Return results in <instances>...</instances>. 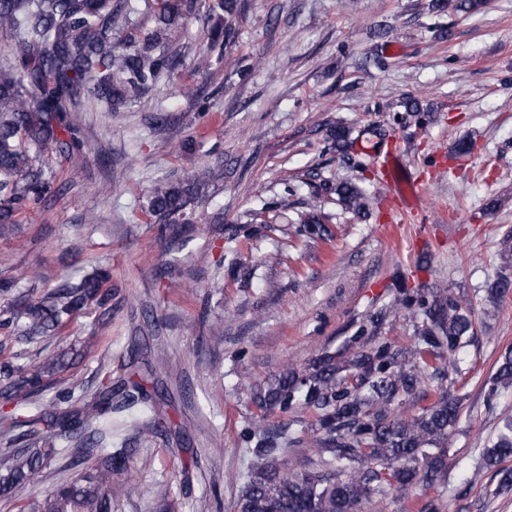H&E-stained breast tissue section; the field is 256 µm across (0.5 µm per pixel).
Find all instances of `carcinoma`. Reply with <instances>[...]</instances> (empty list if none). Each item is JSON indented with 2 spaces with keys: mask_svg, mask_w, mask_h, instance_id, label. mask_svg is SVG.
<instances>
[{
  "mask_svg": "<svg viewBox=\"0 0 512 512\" xmlns=\"http://www.w3.org/2000/svg\"><path fill=\"white\" fill-rule=\"evenodd\" d=\"M131 0H0V29L12 34L10 61L0 67V235L14 234L16 212L39 201L53 185L40 156L60 144V134L74 133L68 114L80 111L81 98L105 112L138 99L159 77L175 76L181 49L155 45L178 25V7L140 20L154 22L141 47L135 38L117 39L113 23ZM336 153L352 160L355 143L338 127L332 134ZM212 178L208 168L183 180L158 183L151 191L149 213L156 224H172L186 206L204 195ZM335 192L345 210L360 219L372 212L352 180L317 186L301 214L297 233L330 236L323 224L322 194ZM107 270L77 283L65 282L45 293L12 299L0 310V329L16 326L30 337L51 336L74 315L110 297ZM493 298L512 293V278L500 275ZM407 313L412 322L408 346L380 341L369 329L391 313ZM473 332L471 308L438 288L409 290L398 285L394 304L371 316L349 337L346 351L323 350L300 368H286L257 385L255 412L243 440L253 460L237 512H360L363 502L393 490L429 488L448 469V433L460 416V398L451 392L465 371L459 352ZM62 351L36 368L0 364V395L25 409L11 418L19 449L0 452V499H9L36 480L64 441L73 460L98 457L81 479L56 485L39 503V512H112V475L129 461L128 436L149 423L132 410L155 411L151 394L140 384L108 382L93 394L57 390L58 374L76 364ZM431 379L448 380L421 411L413 410ZM512 387V353L502 355L492 387ZM56 391L55 398L43 400ZM67 407H59L60 402ZM314 415L311 424L294 415ZM316 448L321 470L288 468V454L304 444ZM512 421L483 461L496 468L498 484L512 487Z\"/></svg>",
  "mask_w": 512,
  "mask_h": 512,
  "instance_id": "1",
  "label": "carcinoma"
}]
</instances>
